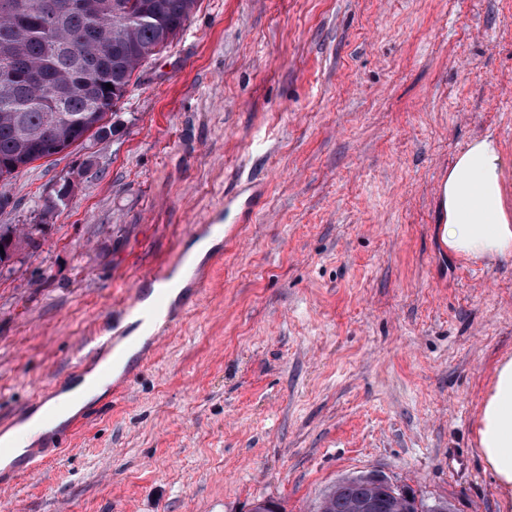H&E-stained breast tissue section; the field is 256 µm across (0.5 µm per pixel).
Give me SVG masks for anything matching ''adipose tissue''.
Listing matches in <instances>:
<instances>
[{
  "label": "adipose tissue",
  "mask_w": 512,
  "mask_h": 512,
  "mask_svg": "<svg viewBox=\"0 0 512 512\" xmlns=\"http://www.w3.org/2000/svg\"><path fill=\"white\" fill-rule=\"evenodd\" d=\"M504 158L491 137L472 140L454 160L443 184L446 223L443 242L461 259L512 256V216L503 195ZM106 378L87 376L81 383L36 413L18 433L0 439L24 447L47 429L48 420L62 422L83 403L101 395ZM477 445L497 482L502 512H512V357L496 362L491 386L477 420Z\"/></svg>",
  "instance_id": "obj_1"
}]
</instances>
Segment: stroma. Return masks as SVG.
Wrapping results in <instances>:
<instances>
[{
  "mask_svg": "<svg viewBox=\"0 0 512 512\" xmlns=\"http://www.w3.org/2000/svg\"><path fill=\"white\" fill-rule=\"evenodd\" d=\"M486 134L512 214V0H202L111 135L0 186V224L43 227L0 275V418L62 384L197 226L241 233L216 238L214 272L123 393L0 489V512H310L370 471L499 512L474 423L512 356V259L445 253L436 206ZM234 189L250 223L224 207Z\"/></svg>",
  "mask_w": 512,
  "mask_h": 512,
  "instance_id": "1",
  "label": "stroma"
}]
</instances>
